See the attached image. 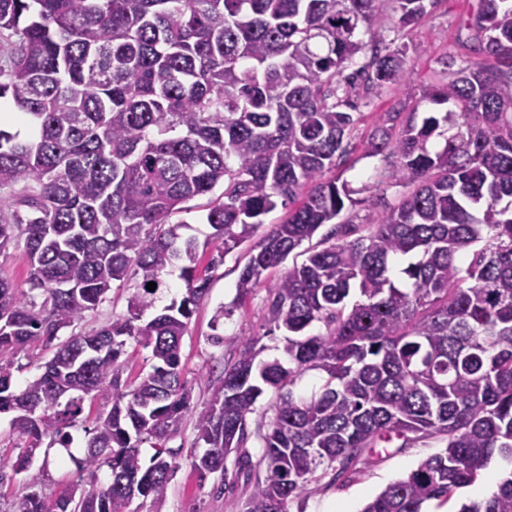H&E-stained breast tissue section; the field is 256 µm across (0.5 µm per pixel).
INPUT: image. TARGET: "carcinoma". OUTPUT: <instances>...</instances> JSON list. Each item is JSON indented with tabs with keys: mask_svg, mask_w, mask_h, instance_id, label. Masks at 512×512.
Wrapping results in <instances>:
<instances>
[{
	"mask_svg": "<svg viewBox=\"0 0 512 512\" xmlns=\"http://www.w3.org/2000/svg\"><path fill=\"white\" fill-rule=\"evenodd\" d=\"M395 2L405 28L437 0ZM385 25L379 0H0V99L29 131L0 128V190L18 197L0 209V252L21 243L31 266L27 294L0 274V414L23 443L0 470L28 471L47 439L69 447L85 397L111 403L75 460L80 473L107 468V484L51 500L33 476L8 512H128L137 495L163 498L177 470L166 444L191 411L200 477L225 475L233 452L255 472L247 512H287L309 484L396 441L444 447L361 512H425L494 457L512 464V0H477L464 28L482 59L419 92L416 103L450 109L389 112L371 134L369 154L391 160L386 179L404 191L350 239L336 219L352 190L325 176L348 154L356 89H407L406 47L386 42ZM207 195L204 243L162 229ZM332 223L323 249L267 283ZM253 238L237 299L267 284L282 356L263 359L247 339L196 412L181 340L209 291L198 250H214V269ZM177 264L184 293L142 321ZM131 279L126 314L58 340ZM316 323L324 331L309 332ZM129 338L150 350V370L123 384ZM36 342L52 356L19 389L15 360ZM310 371L321 385L297 391ZM269 392L254 464L247 417ZM459 512H512V468Z\"/></svg>",
	"mask_w": 512,
	"mask_h": 512,
	"instance_id": "cac0c4a2",
	"label": "carcinoma"
}]
</instances>
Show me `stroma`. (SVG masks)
<instances>
[{
	"label": "stroma",
	"instance_id": "obj_1",
	"mask_svg": "<svg viewBox=\"0 0 512 512\" xmlns=\"http://www.w3.org/2000/svg\"><path fill=\"white\" fill-rule=\"evenodd\" d=\"M476 0H437L428 15L418 24L396 32L397 45L406 47L408 57V90L387 88L360 95L357 99L359 121L348 139L350 153L339 161L335 174L347 181L354 190L355 205L346 207L342 221L369 224L376 220L383 202L393 201L397 190L377 186L376 174L387 167L384 156L366 155V142L388 112L411 111L413 94L422 86L445 79L449 68L467 62L469 51L460 44L464 37L463 21L475 6ZM250 249L241 244L228 253L222 265L208 269V252L197 256L199 268L207 269L210 277L208 297L192 318L190 329L181 344L183 378L192 395L195 408H202L212 397L213 384L225 361L237 358L246 339H259L264 345V358L281 354L282 332H270L265 320L267 292L257 288L245 299H237L236 282ZM234 304L235 309L224 321V341L213 344L212 318L219 306ZM194 416H186L171 436L168 445L176 450L179 468L163 499L136 498L129 512H246L249 483L239 474L236 455L226 460L227 475L212 474L199 477L192 465L195 441ZM71 448L41 449L30 473L7 475L0 482V512H7L14 497L19 495L30 476H37L46 493L57 497L67 491L76 477L75 464L61 466L68 455L83 456L87 437L82 427L72 428ZM438 439H421L407 448H390L389 452L371 456L370 463L359 473L336 483L321 480L311 484L300 499L288 506V512H326L329 505L343 504L346 512H361L363 506L388 484L402 478L425 457L440 451ZM502 459H493L484 478L474 485L460 489L449 501H432L428 512H458L461 503L489 496L499 474L506 468Z\"/></svg>",
	"mask_w": 512,
	"mask_h": 512
}]
</instances>
